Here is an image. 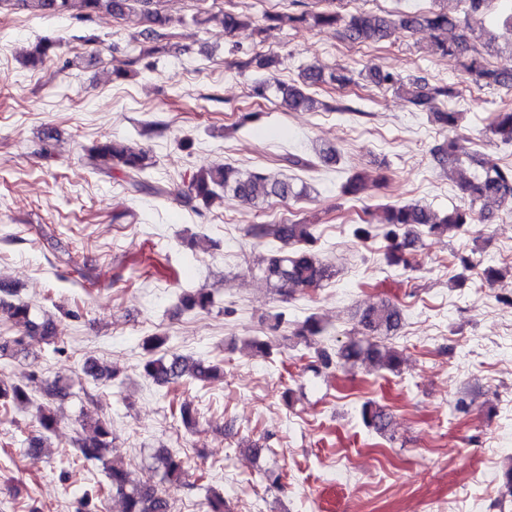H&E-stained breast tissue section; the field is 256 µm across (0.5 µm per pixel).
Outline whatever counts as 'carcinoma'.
Wrapping results in <instances>:
<instances>
[{"mask_svg":"<svg viewBox=\"0 0 512 512\" xmlns=\"http://www.w3.org/2000/svg\"><path fill=\"white\" fill-rule=\"evenodd\" d=\"M18 1L34 16L70 17L78 20L106 11L121 18L135 10H140L148 23L141 33L143 48L133 63L153 57L159 50L158 43L167 36V31L183 20L174 19L160 11L150 9L153 0H0V9ZM334 0H328L330 8L319 12H302L299 15L288 13H266L264 20L268 28L282 27L294 23H308L313 27H338L343 37L353 44H377L385 40L393 24L406 30L426 28L433 33V50L443 56L458 59L465 82L478 88L499 87L512 89V66H494L487 62L485 55L494 51L501 35L484 30L475 31L468 24L448 12L445 7L433 8L423 14L403 13L397 20L384 15L356 9L344 16L331 8ZM214 22L224 28V33L232 35L251 25V17L233 11H220L200 20L206 24ZM57 41L40 38L32 44L25 64L33 68L43 64L55 54ZM302 85H275L280 93V104L290 112L314 111L321 102L306 92V89L323 84L347 86L353 82L350 71L337 68L330 72L318 65L306 67L301 75ZM371 81L387 84L401 90L406 101L417 111L427 112L441 125L454 128L458 125L460 113L443 110L444 101L460 95L456 84L430 85L422 78L409 81L392 71L375 70L370 73ZM491 134L503 143H512V107L507 106L493 113L489 123ZM440 165L448 167V179L455 181L467 196L468 205L455 207L443 216H438L430 208L420 204L390 205L382 210L380 223L383 236L387 240L384 253L388 265L407 264L406 248L411 245L410 236L420 227L431 233H450L460 230L474 221L475 206L479 201H494L512 204V166L492 167L470 179L462 169L461 146L455 139L440 145L435 151ZM83 159L87 167L96 173L107 176L119 171L123 174L129 189L135 193H150L161 196L164 190L146 181L149 169L154 166L152 156L135 142L104 137L83 146ZM289 167L308 171L318 165L336 162V152L330 148L318 153V159L290 154L285 157ZM382 186L386 176L372 175L367 170L352 173L340 186L341 195L362 200V194L369 183ZM307 195L305 183L286 179H275L260 170L242 172L232 166L218 164L199 171L190 178L184 198L187 201L199 200L205 205L215 200L230 197L242 204L258 205L277 199L281 202L299 200ZM316 224L310 221L290 224H258L253 228L260 238L271 237L283 244V249L264 260L261 268L263 280L274 284L279 290L288 292L293 288H317L331 276L328 266L320 261L311 250L317 240ZM180 304L186 311H208L214 305L212 295L201 289L181 297ZM0 322L15 330L12 342L24 346L30 336H39L53 345L52 352L60 354L63 349L55 345L56 328L54 321L36 320L32 307L22 301L8 302L0 297ZM402 323V313L398 306L381 302L365 309L359 316L364 338L346 344L338 356L344 364L358 363L373 368L393 372L401 365L400 354L391 347L370 340L372 336L386 335L397 330ZM167 336L152 334L143 341V349L148 356L142 363L144 376L155 385L170 387L190 378L205 383L214 378L220 367L211 361L184 357L160 352L166 344ZM81 374L97 383L110 381L112 372L100 362L87 359L81 366ZM31 395L18 385L0 383V403L30 404ZM361 417L365 426L377 434H384L390 427V417L384 407L368 401L362 405ZM36 423L39 435L32 438L29 447L40 449L42 435L52 432L58 425V418L50 403L38 407ZM85 434L75 440L76 448L86 460H103L105 448L112 443V424L106 419L97 418L83 425ZM109 485L99 487L101 494L109 489L119 495L124 502V512H171L169 498L157 488L155 475H160V483L179 484L185 478L186 468L183 459L167 450H160L155 456V467L145 481L134 482L122 462L104 463Z\"/></svg>","mask_w":512,"mask_h":512,"instance_id":"cac0c4a2","label":"carcinoma"}]
</instances>
